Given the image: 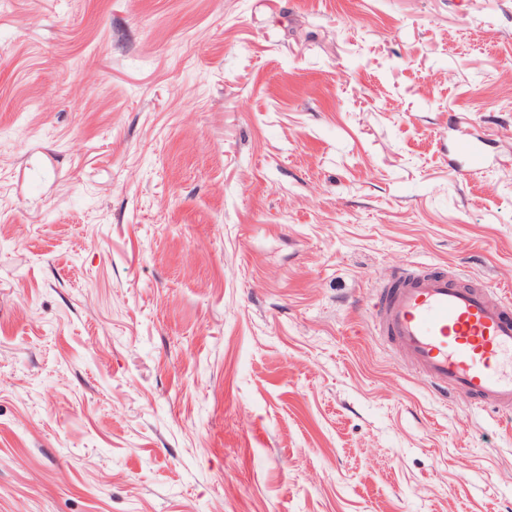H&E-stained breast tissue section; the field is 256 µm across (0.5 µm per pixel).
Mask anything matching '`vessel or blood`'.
<instances>
[{
	"mask_svg": "<svg viewBox=\"0 0 512 512\" xmlns=\"http://www.w3.org/2000/svg\"><path fill=\"white\" fill-rule=\"evenodd\" d=\"M454 151L472 169L485 164L483 141L457 142ZM374 318L437 394L460 391L512 412V299L436 265H407L382 288Z\"/></svg>",
	"mask_w": 512,
	"mask_h": 512,
	"instance_id": "1",
	"label": "vessel or blood"
}]
</instances>
